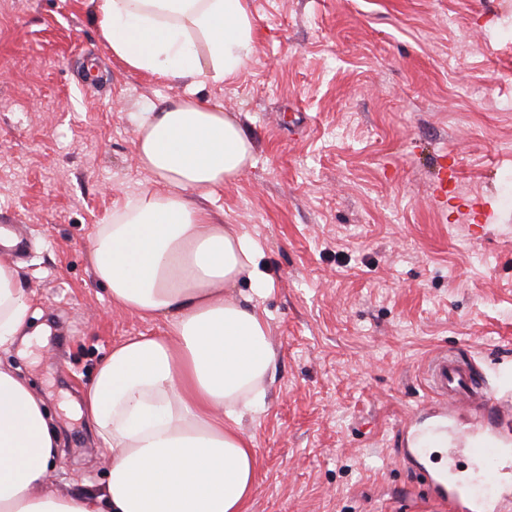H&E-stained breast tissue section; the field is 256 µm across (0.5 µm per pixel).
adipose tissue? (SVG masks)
Returning a JSON list of instances; mask_svg holds the SVG:
<instances>
[{"mask_svg": "<svg viewBox=\"0 0 512 512\" xmlns=\"http://www.w3.org/2000/svg\"><path fill=\"white\" fill-rule=\"evenodd\" d=\"M113 56L166 80L220 83L251 53L248 0H91ZM134 152L162 191L141 190L99 225L89 259L114 307L160 320V336L113 347L80 408L110 452L107 482L52 480L57 430L43 400L0 363V512H248L259 413L275 363L258 301L270 277L248 235L194 201L253 164L218 106L186 95L142 114ZM249 292H242V283ZM18 267L0 263V349L41 336Z\"/></svg>", "mask_w": 512, "mask_h": 512, "instance_id": "ef3b65f1", "label": "adipose tissue"}]
</instances>
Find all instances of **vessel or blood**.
<instances>
[{
	"mask_svg": "<svg viewBox=\"0 0 512 512\" xmlns=\"http://www.w3.org/2000/svg\"><path fill=\"white\" fill-rule=\"evenodd\" d=\"M428 376L440 398V410L428 423L433 434L450 437L476 461L512 456V393L488 388L469 361L453 355L436 357ZM402 456L411 470L423 473L429 496L448 512H507L512 507V471L496 468L477 485L459 478L452 466L427 470L415 442L407 443Z\"/></svg>",
	"mask_w": 512,
	"mask_h": 512,
	"instance_id": "obj_1",
	"label": "vessel or blood"
}]
</instances>
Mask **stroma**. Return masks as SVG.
<instances>
[{"mask_svg": "<svg viewBox=\"0 0 512 512\" xmlns=\"http://www.w3.org/2000/svg\"><path fill=\"white\" fill-rule=\"evenodd\" d=\"M249 8L252 52L195 92L254 144L199 204L260 245L273 280L267 405L242 423L250 512H446L399 450L437 399V355L512 391V0ZM188 90L113 57L90 0H0V261L22 265L50 331L0 361L58 425L59 486L108 477L76 407L100 360L165 330L113 306L89 247L154 185L133 148L141 112Z\"/></svg>", "mask_w": 512, "mask_h": 512, "instance_id": "1", "label": "stroma"}]
</instances>
